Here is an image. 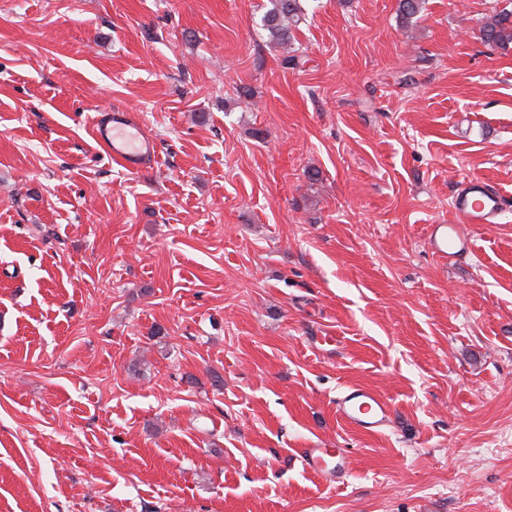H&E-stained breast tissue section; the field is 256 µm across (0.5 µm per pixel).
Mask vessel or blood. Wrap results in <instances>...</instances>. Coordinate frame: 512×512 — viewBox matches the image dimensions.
<instances>
[{
	"mask_svg": "<svg viewBox=\"0 0 512 512\" xmlns=\"http://www.w3.org/2000/svg\"><path fill=\"white\" fill-rule=\"evenodd\" d=\"M93 132L112 161L126 170H141L154 159L153 140L142 132L137 118L130 112L115 109L96 114ZM500 204V193L479 178L468 179L453 199V208L460 222L478 226L494 223ZM429 243L433 253L444 259L466 251L471 245L470 239L460 232L458 224L433 225ZM336 412L351 428L366 433L379 432L391 419L388 403L363 387L349 388L339 397ZM304 454L308 468L319 473L337 472L345 465V451L341 448H308Z\"/></svg>",
	"mask_w": 512,
	"mask_h": 512,
	"instance_id": "vessel-or-blood-1",
	"label": "vessel or blood"
}]
</instances>
